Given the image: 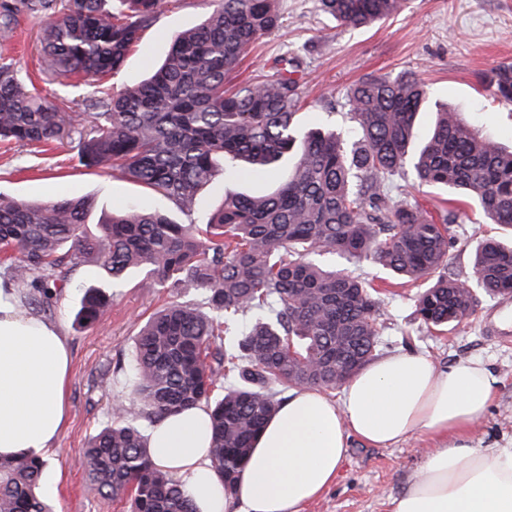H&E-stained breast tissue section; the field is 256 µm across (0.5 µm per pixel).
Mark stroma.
I'll list each match as a JSON object with an SVG mask.
<instances>
[{
    "label": "stroma",
    "instance_id": "obj_1",
    "mask_svg": "<svg viewBox=\"0 0 512 512\" xmlns=\"http://www.w3.org/2000/svg\"><path fill=\"white\" fill-rule=\"evenodd\" d=\"M278 11L279 27L260 39L244 74L252 77L280 57L300 56V130L348 127L347 92L353 84L370 75L411 73L427 84L432 100L462 112L482 133L499 136L503 145L512 144V105L495 101L480 83L486 71L512 62V0H406L399 15L365 28L336 24L315 0H279ZM202 14L201 0H170L130 51L120 83L142 80L148 65L165 57L172 37L198 24ZM39 32L38 24L25 20L9 39H0V55L20 59L35 78L42 67ZM272 186L269 179L237 178L219 171L200 191L193 210L185 213L138 184L82 166L76 143L54 146L41 155L18 145L0 149V194L30 201L59 193L87 196L94 201V224L126 204L152 206L181 224H203L226 195L263 194ZM405 191L429 216L456 209L451 234L459 245L453 267L459 277H470L476 244L500 235V228L486 223L474 201L455 204L449 192L425 186L409 185ZM321 261L373 281L381 294L387 353H424L442 368L466 359L482 360L498 388L488 414L469 430L468 438L483 447L512 439V299L480 296L467 322L431 332L415 315L414 286L396 284L365 260L325 255ZM103 282V273L94 264L74 268L44 314L45 320L61 325L71 355L68 418L48 454L43 478V492L57 512H126L124 501L102 499L88 485L76 460L89 436L109 423L113 406L130 396L139 322L181 296L179 290L159 287L135 272L113 288L111 305L100 321L77 325L74 313L83 288ZM437 445L423 433L389 447L348 436L334 483L302 512H387L390 499L399 495L425 453Z\"/></svg>",
    "mask_w": 512,
    "mask_h": 512
}]
</instances>
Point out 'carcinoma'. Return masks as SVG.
<instances>
[{
  "label": "carcinoma",
  "instance_id": "carcinoma-1",
  "mask_svg": "<svg viewBox=\"0 0 512 512\" xmlns=\"http://www.w3.org/2000/svg\"><path fill=\"white\" fill-rule=\"evenodd\" d=\"M168 0H0V38L22 20L40 23L47 81L81 99L51 97L0 56V142L36 152L78 138L82 165L128 178L186 211L218 167L273 176L267 194L236 193L205 224H178L157 209H117L96 229L89 197L35 203L0 195V257L18 305L49 306L56 278L92 261L112 284L135 271L200 300H176L136 338L131 398L112 407L79 466L97 493L124 498L129 512H195L180 481L154 465L149 422L198 404L212 419V467L232 488L264 423L288 389L324 391L365 366L380 346V299L355 276L314 255L370 260L421 280L415 313L429 331L457 326L479 294L512 297V243L482 240L475 283L452 272L450 209L428 219L397 184L408 171L422 186L460 190L485 218L512 233V150L480 135L459 113L437 111L414 145L427 89L414 76H370L347 94L353 125L344 134H298L300 61L282 57L259 80L235 74L257 41L279 26L277 0H205L207 15L171 40L163 63L136 85H109L140 33ZM344 26L364 27L402 11L405 0H317ZM512 103V62L481 77ZM111 303L84 289L76 321L91 325ZM44 461L0 458V512H52L40 496Z\"/></svg>",
  "mask_w": 512,
  "mask_h": 512
}]
</instances>
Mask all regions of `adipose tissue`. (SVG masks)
<instances>
[{
  "mask_svg": "<svg viewBox=\"0 0 512 512\" xmlns=\"http://www.w3.org/2000/svg\"><path fill=\"white\" fill-rule=\"evenodd\" d=\"M70 350L60 329L0 288V457H47L67 416ZM496 380L479 360L441 369L420 353L377 359L343 387L293 391L259 434L232 489L209 455L206 406L171 413L148 435L152 462L177 477L196 512H300L336 479L349 435L386 447L422 432L440 440L390 512H512V442L470 444Z\"/></svg>",
  "mask_w": 512,
  "mask_h": 512,
  "instance_id": "obj_1",
  "label": "adipose tissue"
}]
</instances>
